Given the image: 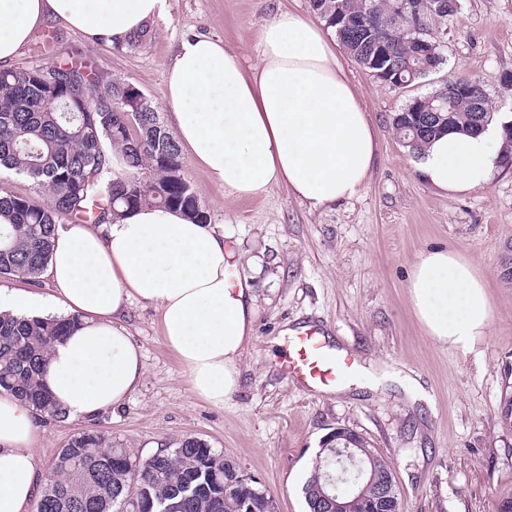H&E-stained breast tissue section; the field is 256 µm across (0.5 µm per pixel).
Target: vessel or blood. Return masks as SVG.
I'll return each mask as SVG.
<instances>
[{"label": "vessel or blood", "mask_w": 512, "mask_h": 512, "mask_svg": "<svg viewBox=\"0 0 512 512\" xmlns=\"http://www.w3.org/2000/svg\"><path fill=\"white\" fill-rule=\"evenodd\" d=\"M319 334V329L313 326L297 333L278 362V368L286 378L329 384L351 371L350 359L330 352Z\"/></svg>", "instance_id": "b4317fda"}]
</instances>
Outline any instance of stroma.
<instances>
[{
  "instance_id": "1",
  "label": "stroma",
  "mask_w": 512,
  "mask_h": 512,
  "mask_svg": "<svg viewBox=\"0 0 512 512\" xmlns=\"http://www.w3.org/2000/svg\"><path fill=\"white\" fill-rule=\"evenodd\" d=\"M460 4L442 36L446 64L415 85L383 84L341 53L377 140L369 180L353 199L314 209L282 185L240 198L183 156L184 180L234 249L236 273L255 288V340L240 385L220 406L198 397L162 338L157 309L132 303L124 324L141 352L140 386L90 417H40V471L88 429L144 456L197 437L258 478L276 512H307L302 487L322 442L347 428L391 463L399 512H497L512 494V168H497L483 187L446 193L422 179L417 155L392 128L411 98L451 76L478 80L494 114L512 115V90L501 82L512 72V0ZM279 8L312 14L308 0H167L142 41L122 49L50 22L11 66L83 59L161 106L165 64L182 39H221L249 68L259 27ZM433 248L459 253L487 281V334L471 352L434 343L412 308L413 263ZM311 324L353 360L351 374L327 388L289 380L276 365L288 330Z\"/></svg>"
}]
</instances>
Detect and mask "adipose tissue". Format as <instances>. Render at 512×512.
Here are the masks:
<instances>
[{
    "label": "adipose tissue",
    "mask_w": 512,
    "mask_h": 512,
    "mask_svg": "<svg viewBox=\"0 0 512 512\" xmlns=\"http://www.w3.org/2000/svg\"><path fill=\"white\" fill-rule=\"evenodd\" d=\"M166 6L167 0H0V65H9L48 22L122 45ZM258 52V65L248 71L222 40L196 34L181 41L163 98L180 147L242 197L279 183L314 208L358 195L377 143L333 39L312 20L280 10L261 24ZM501 125L495 118L477 135L436 137L422 155L423 178L451 193L485 185L503 150ZM231 257L211 225L144 205L97 227L59 228L44 270L53 295L0 291V312L75 318L51 346L43 377L71 417L118 405L141 384V356L122 323L135 302L155 306L162 337L193 391L220 406L239 387L256 316L252 282L231 274ZM408 294L437 344L468 352L485 336L487 285L455 252L420 253ZM36 419L31 406L0 392V512H29L38 493Z\"/></svg>",
    "instance_id": "ef3b65f1"
}]
</instances>
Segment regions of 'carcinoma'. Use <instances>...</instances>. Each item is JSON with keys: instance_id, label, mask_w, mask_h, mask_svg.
Returning <instances> with one entry per match:
<instances>
[{"instance_id": "obj_1", "label": "carcinoma", "mask_w": 512, "mask_h": 512, "mask_svg": "<svg viewBox=\"0 0 512 512\" xmlns=\"http://www.w3.org/2000/svg\"><path fill=\"white\" fill-rule=\"evenodd\" d=\"M451 0H309V6L331 28L346 52L361 66L388 41L390 85L407 87L440 70L443 45L433 36L445 29L457 10L439 7ZM358 20L341 30L336 16ZM432 44L434 68L417 55L416 38ZM62 81L46 87L38 70L0 69V173L31 179L48 195L41 204L11 194L0 186V276L37 283L53 250L58 231L55 215L66 213L81 221L105 223L118 209L145 204L179 210L199 224L209 223L205 208L181 177V150L148 98L127 84L106 81L82 60L55 65ZM459 85L454 95L439 92L413 98L393 128L414 154L443 132H474L492 120L482 85L467 77H450ZM97 93L92 112L80 111L84 93ZM432 112L441 117L427 120ZM122 155L129 173L112 178V152ZM72 319L40 320L0 313V389L57 421L66 418L63 405L51 399L42 378L51 345L65 335ZM201 439L186 437L174 448L152 454L146 467L131 448L112 444V437L88 430L73 437L54 460L36 512H239L240 497L251 498L257 512H275L274 501L253 483L238 481L239 468L224 460ZM358 471L324 449L303 485L308 510L318 500L316 487L328 477L348 487L359 481ZM389 477L388 463L376 456L368 499L356 506L367 512L369 498ZM236 492L224 494V484Z\"/></svg>"}]
</instances>
